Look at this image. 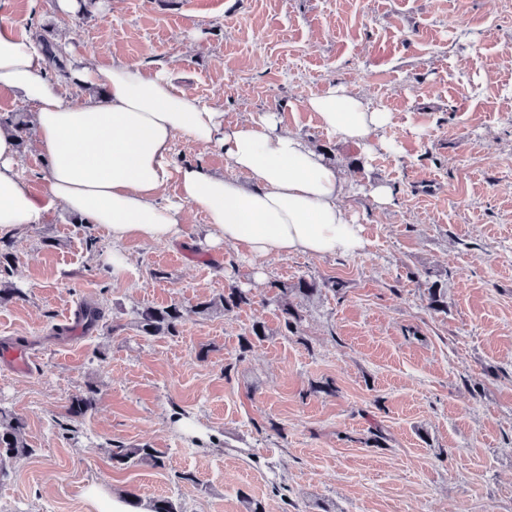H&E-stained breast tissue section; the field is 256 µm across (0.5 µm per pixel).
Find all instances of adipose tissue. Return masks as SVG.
I'll list each match as a JSON object with an SVG mask.
<instances>
[{"mask_svg": "<svg viewBox=\"0 0 512 512\" xmlns=\"http://www.w3.org/2000/svg\"><path fill=\"white\" fill-rule=\"evenodd\" d=\"M0 84L31 109V128L46 163L44 190L34 196L21 173L11 123L0 124V236L45 223L61 209L106 230L112 274L131 268L122 249L132 237L177 243L184 212L206 217V241L254 257L351 255L366 245L363 228L343 204L337 170L301 136L282 129L273 112L228 125L216 106L176 89L166 70L87 61L72 72L80 103L62 93L36 38L0 24ZM319 124L364 151L390 149L381 136L390 114L343 85L306 101ZM184 137L223 150L232 172L180 164L173 144ZM176 184V199L164 191Z\"/></svg>", "mask_w": 512, "mask_h": 512, "instance_id": "ef3b65f1", "label": "adipose tissue"}]
</instances>
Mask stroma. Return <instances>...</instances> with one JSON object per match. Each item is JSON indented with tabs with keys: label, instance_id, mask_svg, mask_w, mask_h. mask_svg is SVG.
I'll return each instance as SVG.
<instances>
[{
	"label": "stroma",
	"instance_id": "35a3bbf8",
	"mask_svg": "<svg viewBox=\"0 0 512 512\" xmlns=\"http://www.w3.org/2000/svg\"><path fill=\"white\" fill-rule=\"evenodd\" d=\"M92 17L55 0H0L18 34L53 23L72 65L172 69L226 123L277 113L348 183L362 224L353 256L254 258L138 237L115 279L105 230L59 211L0 237V349L25 346L28 374L0 361V407L31 455L0 483V512H96L88 486L172 498L181 512H512V0H101ZM339 82L390 113L393 150L364 153L304 103ZM392 185L375 204L376 183ZM305 278L300 333L284 336L276 287ZM344 284L342 293L330 288ZM448 290L435 312L432 283ZM251 290L253 305L189 316L146 338L134 308L189 307ZM103 324L67 325L85 303ZM269 334L240 351L255 322ZM95 407L68 418L87 383ZM385 440H368L371 425ZM164 465L116 467L113 444Z\"/></svg>",
	"mask_w": 512,
	"mask_h": 512
}]
</instances>
